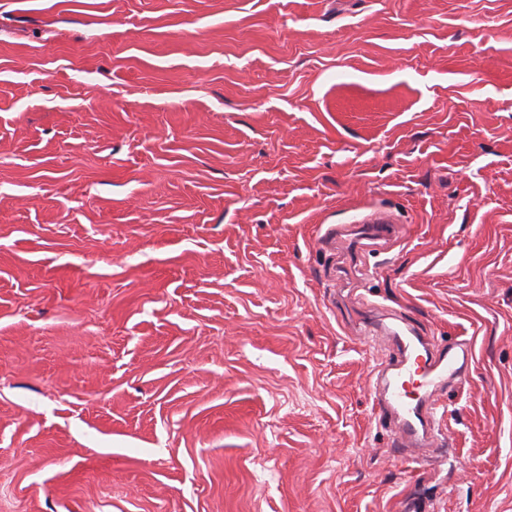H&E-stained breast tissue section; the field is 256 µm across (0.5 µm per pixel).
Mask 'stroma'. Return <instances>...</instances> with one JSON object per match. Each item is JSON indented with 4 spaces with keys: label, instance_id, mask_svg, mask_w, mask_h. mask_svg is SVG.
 <instances>
[{
    "label": "stroma",
    "instance_id": "obj_1",
    "mask_svg": "<svg viewBox=\"0 0 512 512\" xmlns=\"http://www.w3.org/2000/svg\"><path fill=\"white\" fill-rule=\"evenodd\" d=\"M444 342L402 459L328 231ZM512 512V0H0V512ZM357 231L356 242L357 247L362 240L371 241L373 243L382 242L388 240L395 234V226L393 224H386L381 219L373 220L369 224H359L354 226Z\"/></svg>",
    "mask_w": 512,
    "mask_h": 512
}]
</instances>
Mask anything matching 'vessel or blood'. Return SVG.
<instances>
[{
    "instance_id": "1",
    "label": "vessel or blood",
    "mask_w": 512,
    "mask_h": 512,
    "mask_svg": "<svg viewBox=\"0 0 512 512\" xmlns=\"http://www.w3.org/2000/svg\"><path fill=\"white\" fill-rule=\"evenodd\" d=\"M356 231L359 239L377 243L392 237L395 227L376 219L357 225ZM369 335L391 346L380 375L379 419L393 424L400 447L445 445L448 433L441 425L433 394L439 384L468 374L472 359L470 342L457 340L439 350L407 321L394 327L377 324Z\"/></svg>"
}]
</instances>
